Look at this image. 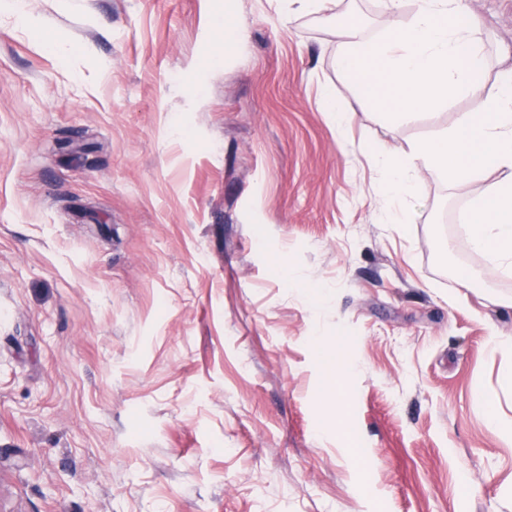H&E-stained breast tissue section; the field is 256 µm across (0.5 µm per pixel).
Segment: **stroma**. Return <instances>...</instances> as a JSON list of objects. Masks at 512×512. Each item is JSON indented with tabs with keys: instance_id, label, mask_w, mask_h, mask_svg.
<instances>
[{
	"instance_id": "stroma-1",
	"label": "stroma",
	"mask_w": 512,
	"mask_h": 512,
	"mask_svg": "<svg viewBox=\"0 0 512 512\" xmlns=\"http://www.w3.org/2000/svg\"><path fill=\"white\" fill-rule=\"evenodd\" d=\"M224 2L0 7V512H512V277L464 221L483 183L423 177L387 224L369 156L482 98L394 120L337 70V23L372 41L416 0L294 24L234 0L229 54ZM467 9L490 91L512 0Z\"/></svg>"
}]
</instances>
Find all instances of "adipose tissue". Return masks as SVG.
Returning <instances> with one entry per match:
<instances>
[{
  "instance_id": "adipose-tissue-1",
  "label": "adipose tissue",
  "mask_w": 512,
  "mask_h": 512,
  "mask_svg": "<svg viewBox=\"0 0 512 512\" xmlns=\"http://www.w3.org/2000/svg\"><path fill=\"white\" fill-rule=\"evenodd\" d=\"M377 185L388 201L385 223H402L398 203L411 197L422 173L456 183L486 177L483 192L468 205L465 220L471 247L504 273H512V73H505L481 112L461 115L455 127L432 143L371 154Z\"/></svg>"
}]
</instances>
